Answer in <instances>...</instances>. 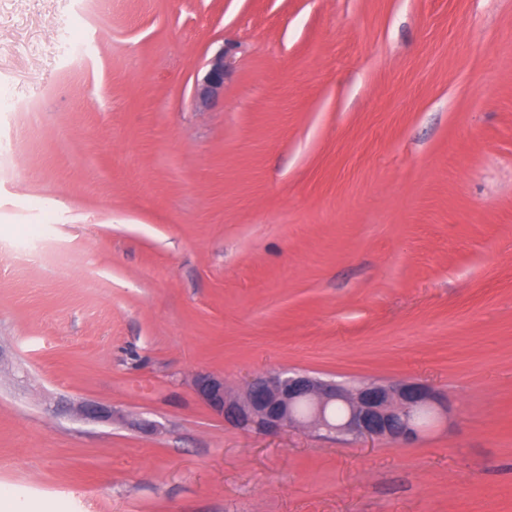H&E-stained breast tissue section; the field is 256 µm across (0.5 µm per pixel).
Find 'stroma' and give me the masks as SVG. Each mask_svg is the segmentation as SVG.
Masks as SVG:
<instances>
[{"instance_id": "obj_1", "label": "stroma", "mask_w": 512, "mask_h": 512, "mask_svg": "<svg viewBox=\"0 0 512 512\" xmlns=\"http://www.w3.org/2000/svg\"><path fill=\"white\" fill-rule=\"evenodd\" d=\"M0 149V512H512V0H0ZM289 369L448 420L245 431L193 389ZM235 62L233 46H223L211 56L205 75L197 81L195 87L194 98L197 105H208L224 91V83L234 72Z\"/></svg>"}]
</instances>
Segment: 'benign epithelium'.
Instances as JSON below:
<instances>
[{
  "instance_id": "7a95c632",
  "label": "benign epithelium",
  "mask_w": 512,
  "mask_h": 512,
  "mask_svg": "<svg viewBox=\"0 0 512 512\" xmlns=\"http://www.w3.org/2000/svg\"><path fill=\"white\" fill-rule=\"evenodd\" d=\"M235 50L228 46L216 51L208 69L197 82L194 98L206 106L224 91V83L235 69ZM197 396L214 412L247 430L275 432L285 426L309 425L328 435L390 438L413 444L420 440L424 424L418 414H448V404L428 387L410 381L360 383L347 386L323 380L306 372L275 371L252 379L244 397L230 395L224 378L199 374L194 379ZM340 405L345 413L338 419L331 408ZM81 418L105 422L112 410L81 402L70 407Z\"/></svg>"
}]
</instances>
